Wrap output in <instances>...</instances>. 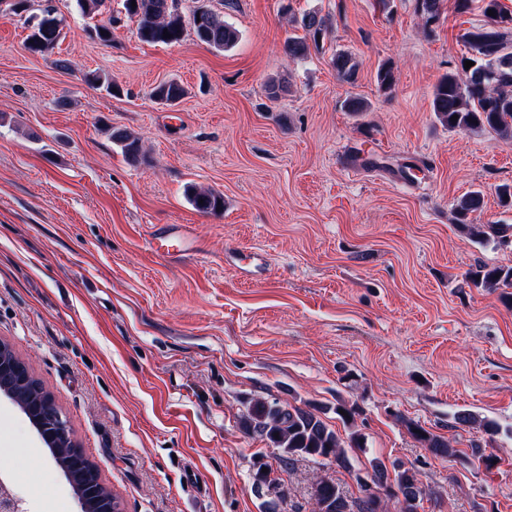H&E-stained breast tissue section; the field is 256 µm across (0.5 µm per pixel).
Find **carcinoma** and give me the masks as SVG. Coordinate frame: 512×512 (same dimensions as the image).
Segmentation results:
<instances>
[{
    "label": "carcinoma",
    "instance_id": "1",
    "mask_svg": "<svg viewBox=\"0 0 512 512\" xmlns=\"http://www.w3.org/2000/svg\"><path fill=\"white\" fill-rule=\"evenodd\" d=\"M136 6H131V2ZM178 0H122L125 15L137 23L139 38L150 44L173 45L182 41L186 24L178 12ZM483 12L493 11L487 17V27L476 32H467L464 38L473 52L470 61L474 66L462 71L449 72L436 83L432 93V110L450 129L488 130L501 138H512V38L502 32L504 25H512V11H508L501 0H482ZM107 0H76L80 13L94 17L102 13ZM425 24L434 22L440 15L442 0H417ZM200 23L191 24L196 38L216 50L233 47L239 38L238 30L224 21V17L210 9H199ZM42 19L31 26L26 39L29 52L48 55L62 38L63 19L56 14L51 0L40 8ZM302 28L318 40L324 31L325 20L315 12L302 17ZM171 37H163V32ZM288 57L299 59L306 56V38L292 36L284 45ZM337 75L349 81L355 75L357 64L346 52H338L333 58ZM187 95L185 87L177 81L169 80L156 85L150 96L165 105L174 106ZM458 119L451 120L452 116ZM112 140L119 146L124 157L138 162L142 157V146L138 137L116 129ZM188 200L199 212L216 214L224 209V197L214 190L188 189ZM483 204V192L472 191L463 196L455 206V220L467 235L484 241H506L508 224L473 225L467 222L470 212ZM466 282L476 288H512L511 265L478 264L468 272ZM333 412L345 424H354L357 408L336 399L332 409L322 407L302 408L288 402L258 399L247 408L241 417L243 430L265 438L269 445L279 452L282 462L298 458L322 459L336 463V466L355 474L361 496L358 497V512H383V504L377 502L367 492L382 489L389 498H402L405 508L402 512H417L418 505L425 495V489L418 472L402 464L393 465V472L380 465H372V474L366 476L356 472L350 453L364 450V436L357 430L342 439L323 419L327 412ZM455 422L460 425L476 424L478 429L493 434L497 425L489 419L478 420L471 413H459ZM411 436L435 456L454 457L456 449L451 442L419 424L407 423ZM470 456L491 469L497 464V456L486 452L480 441L470 443ZM90 510L88 512H119V503L108 498L106 487L95 483L87 488ZM318 512H353L340 486L330 480L317 482L314 491Z\"/></svg>",
    "mask_w": 512,
    "mask_h": 512
}]
</instances>
